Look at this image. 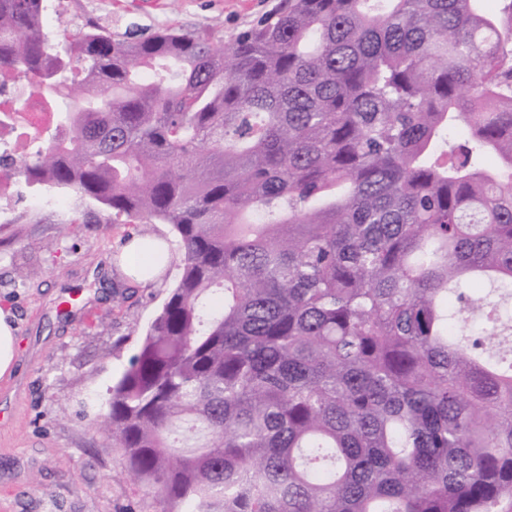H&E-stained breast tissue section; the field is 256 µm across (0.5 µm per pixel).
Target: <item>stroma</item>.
<instances>
[{"mask_svg":"<svg viewBox=\"0 0 512 512\" xmlns=\"http://www.w3.org/2000/svg\"><path fill=\"white\" fill-rule=\"evenodd\" d=\"M281 0H46L70 33L99 25L121 36L176 29L232 42ZM0 223V305L11 308L17 369L0 379V512H161L127 477L94 423L173 287L141 288L115 269L141 224L101 231V204L65 191L13 190ZM37 269L16 282L15 265Z\"/></svg>","mask_w":512,"mask_h":512,"instance_id":"stroma-1","label":"stroma"}]
</instances>
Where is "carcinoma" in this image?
<instances>
[{"label":"carcinoma","mask_w":512,"mask_h":512,"mask_svg":"<svg viewBox=\"0 0 512 512\" xmlns=\"http://www.w3.org/2000/svg\"><path fill=\"white\" fill-rule=\"evenodd\" d=\"M283 0L229 45L0 0L55 103L36 189L172 226L179 278L98 431L161 512H512V0Z\"/></svg>","instance_id":"1"}]
</instances>
